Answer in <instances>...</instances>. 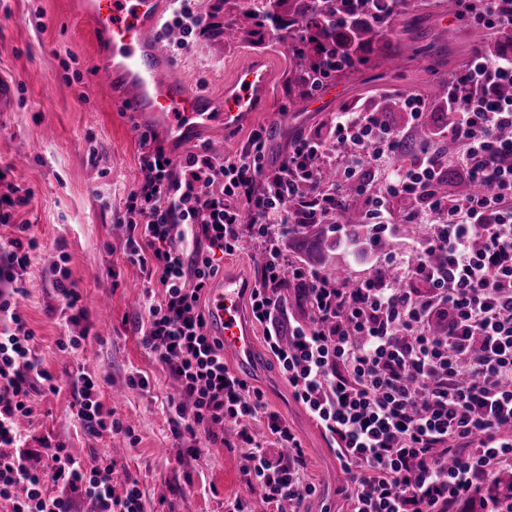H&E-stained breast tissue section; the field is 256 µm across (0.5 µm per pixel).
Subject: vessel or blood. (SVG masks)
Returning <instances> with one entry per match:
<instances>
[{
	"mask_svg": "<svg viewBox=\"0 0 512 512\" xmlns=\"http://www.w3.org/2000/svg\"><path fill=\"white\" fill-rule=\"evenodd\" d=\"M168 0H84L83 16L107 49L96 73L101 83L118 89L125 111L142 121L162 122L174 137L218 123L239 128L264 111L271 74L263 58L240 67L221 97L199 93L179 79L160 37ZM247 283L225 278L208 292V321L224 353L243 372L259 367L254 329L243 302Z\"/></svg>",
	"mask_w": 512,
	"mask_h": 512,
	"instance_id": "b4317fda",
	"label": "vessel or blood"
}]
</instances>
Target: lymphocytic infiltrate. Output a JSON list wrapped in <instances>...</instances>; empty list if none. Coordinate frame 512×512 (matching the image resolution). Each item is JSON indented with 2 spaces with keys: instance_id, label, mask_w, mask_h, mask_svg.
<instances>
[{
  "instance_id": "lymphocytic-infiltrate-1",
  "label": "lymphocytic infiltrate",
  "mask_w": 512,
  "mask_h": 512,
  "mask_svg": "<svg viewBox=\"0 0 512 512\" xmlns=\"http://www.w3.org/2000/svg\"><path fill=\"white\" fill-rule=\"evenodd\" d=\"M458 18L488 36L512 30V0H457ZM166 28L181 38L173 53L207 34L192 0H172ZM512 54L474 48L452 72L438 105L418 94L396 100L419 125L440 112L414 158L395 155L407 135L370 108L336 113L325 135L295 140L277 165L265 162L254 134L232 158L213 159L206 145L178 160L158 149L142 159V177L114 215L128 231L126 257L163 290L150 302L142 343L178 389V435L213 437L239 423L241 473L249 493L276 512H301L316 487L306 477L301 443L263 392L224 363L222 343L207 331L201 306L217 273L215 252H234L245 234L265 240L291 224H315L352 188L364 221L382 237L422 224L423 237L385 253L386 277L371 271L359 287H326L303 263L291 279L261 260L251 313L295 400L334 443L347 476L350 512H512V497L490 495L496 473L512 469ZM346 153H338L340 145ZM382 168L383 182L370 171ZM333 190L319 194L324 169ZM458 190H442L448 172ZM209 181V195L196 192ZM414 208L401 215L395 199ZM250 222H243V215ZM36 239L0 245V501L10 512H74L81 492L96 512H142L140 491L112 485V461L82 468L55 446L49 469L29 468L16 421L31 416L32 378L51 382L30 347L33 335L13 306L14 284ZM71 382L77 415L93 435L122 431L100 401L98 383L80 372ZM262 419L266 441L247 423ZM57 496L44 494L45 484Z\"/></svg>"
}]
</instances>
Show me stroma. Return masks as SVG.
<instances>
[{
    "label": "stroma",
    "instance_id": "stroma-1",
    "mask_svg": "<svg viewBox=\"0 0 512 512\" xmlns=\"http://www.w3.org/2000/svg\"><path fill=\"white\" fill-rule=\"evenodd\" d=\"M440 0H427L414 25L397 22L393 41L407 44L400 69L364 67L313 94L314 109L296 111L288 100V48L264 30L227 45L205 36L173 58L178 76L196 90L218 96L235 71L265 56L272 87L265 111L243 127L215 125L171 138L159 124L141 125L122 111L110 88L96 84L102 50L91 25L79 17L76 0H0V85L10 88L0 106V168L7 179L30 191L28 205L12 223H0V244L36 238L38 248L19 275L16 308L34 334V353L55 377L57 392L36 385L31 420L19 424L28 448L63 445L82 465L112 458L116 493L136 480L143 512H226L243 497L237 427L228 423L218 439L173 434L175 412L168 405L173 382L142 342L145 306L162 290L124 254L127 228L114 223L127 192L140 177L141 158L163 148L179 157L195 144L219 143L235 156L253 131H263L266 163L279 164L297 138L325 133L331 113L377 107L386 90L424 93L439 75L465 66L481 30L456 22L457 39L437 43L445 24ZM81 295L84 314L71 325L55 291V267ZM82 335L80 346L61 350L66 336ZM261 372L251 385L269 408L284 415L304 449L307 473L316 486L307 512H347L344 474L329 441L298 403L265 345H258ZM83 370L99 379L100 400L130 426L132 435L88 434L76 416L70 376ZM144 386H130V378Z\"/></svg>",
    "mask_w": 512,
    "mask_h": 512
}]
</instances>
